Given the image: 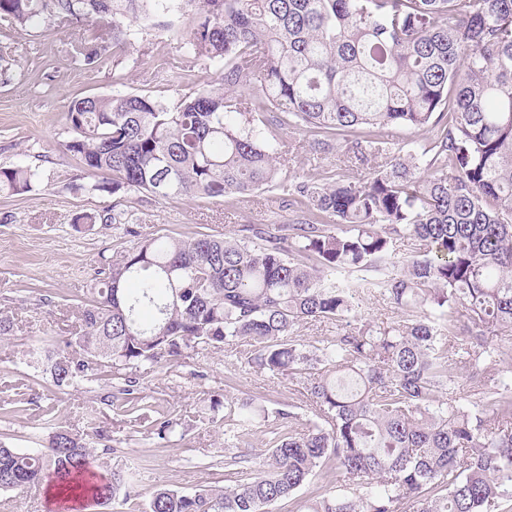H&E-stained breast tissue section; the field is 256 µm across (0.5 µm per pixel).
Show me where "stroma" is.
<instances>
[{"label": "stroma", "instance_id": "35a3bbf8", "mask_svg": "<svg viewBox=\"0 0 512 512\" xmlns=\"http://www.w3.org/2000/svg\"><path fill=\"white\" fill-rule=\"evenodd\" d=\"M190 30L181 8L158 10L153 26L136 35L115 63L91 71L73 54L84 25L52 20L21 27L0 19V58L13 71L9 83H0V166L30 164L41 171L30 192L0 196V315L14 324L11 335L0 338V441L37 447L42 411L55 404L67 426L95 433V446L110 442L113 460L136 468L144 500L159 487L189 492L223 480L225 401L253 398L270 409L307 402L300 387L250 370L229 347L187 349L176 361L144 371L139 416L102 402L108 382L62 392L35 377L25 362L31 346L79 332V312L103 261L119 259L131 245L121 230L99 224L89 229L75 223V215L123 210L132 214L140 236L182 238L201 232L221 236L244 224H285L291 218L273 191L230 204L223 198L70 190L82 169L65 149L73 137L69 101L123 92L177 104L190 91L183 67H192L204 83L219 69L192 58ZM160 412L185 421L183 434L158 439L151 421Z\"/></svg>", "mask_w": 512, "mask_h": 512}]
</instances>
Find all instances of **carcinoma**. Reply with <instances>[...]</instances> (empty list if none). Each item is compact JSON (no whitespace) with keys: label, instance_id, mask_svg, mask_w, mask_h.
Here are the masks:
<instances>
[{"label":"carcinoma","instance_id":"cac0c4a2","mask_svg":"<svg viewBox=\"0 0 512 512\" xmlns=\"http://www.w3.org/2000/svg\"><path fill=\"white\" fill-rule=\"evenodd\" d=\"M189 45L222 63L217 79L169 107L146 94L77 97L66 149L112 192L227 198L280 192L289 224H243L222 237H151L103 264L82 329L28 364L58 390L118 380L103 396L140 411L141 371L185 349L242 346L255 371L302 386L309 407L268 413L224 403V457L233 483L161 487L139 512H266L325 473L336 489L296 512H512V0H182ZM155 0H0V17L108 24L77 48L102 67L153 20ZM275 123L313 153L338 137L354 180L287 176ZM389 128L427 136L393 147ZM38 168L0 167V193L22 195ZM74 222L117 224L125 211ZM408 241L410 255L397 257ZM400 312L354 326L363 297ZM468 322L460 324V312ZM336 326L314 344L300 325ZM479 400L455 394L457 370L485 378ZM272 417L264 458L251 464L258 414ZM46 417L42 447L0 442V490L48 483L70 508L108 512L138 498L136 472L99 455L87 435Z\"/></svg>","mask_w":512,"mask_h":512}]
</instances>
